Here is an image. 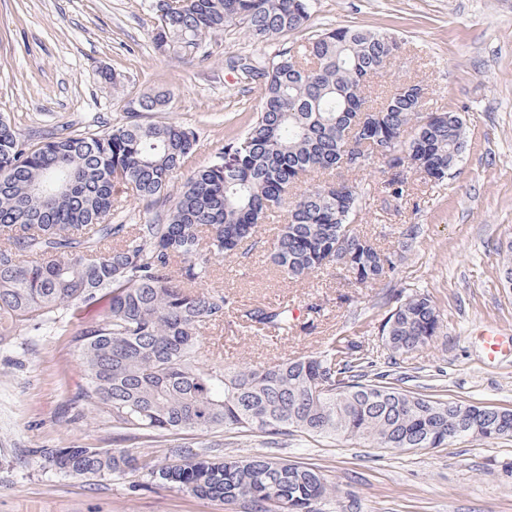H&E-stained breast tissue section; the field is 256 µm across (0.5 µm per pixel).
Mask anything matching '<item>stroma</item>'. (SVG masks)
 Instances as JSON below:
<instances>
[{
	"label": "stroma",
	"instance_id": "stroma-1",
	"mask_svg": "<svg viewBox=\"0 0 512 512\" xmlns=\"http://www.w3.org/2000/svg\"><path fill=\"white\" fill-rule=\"evenodd\" d=\"M305 28L356 26L389 33L400 58L371 87L386 94L406 80L422 84L430 110H452L466 123L469 146L448 179L408 173L396 200L368 196L359 229L396 268L379 284H356L328 268L289 280L269 254L275 233L259 230L245 258L217 264L212 288L246 307L289 303L297 327L285 338L242 329L207 330L225 363L316 355L355 342L377 372L404 389L466 404L512 410V352L488 358L485 333L512 334V288L499 278L501 250L512 241V0H312ZM156 0H0V115L23 137L65 134L120 121L127 99L172 95L169 119L195 128L194 170L242 131L260 105L257 84L224 65L244 53L274 54L238 27L204 39L203 53L169 57L150 39ZM117 77L116 97L102 71ZM431 297L440 313L427 346L390 366L379 331L397 299ZM82 384L79 353L68 337L21 334L0 349V512H247L244 504L201 500L183 491L133 487L132 476L85 479L46 467L42 447L97 446L112 430L100 419L69 421ZM320 470L335 492L319 512H512V437L468 438L445 448L398 451L357 441L297 437L276 451Z\"/></svg>",
	"mask_w": 512,
	"mask_h": 512
}]
</instances>
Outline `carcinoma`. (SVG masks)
<instances>
[{"instance_id":"carcinoma-1","label":"carcinoma","mask_w":512,"mask_h":512,"mask_svg":"<svg viewBox=\"0 0 512 512\" xmlns=\"http://www.w3.org/2000/svg\"><path fill=\"white\" fill-rule=\"evenodd\" d=\"M310 0H159L152 44L162 55H196L228 26L257 43L302 29ZM393 36L354 27L317 32L265 61L231 57L258 83L263 101L246 128L227 138L209 165L177 185L195 153L196 129L151 115L171 95L143 94L125 119L104 129L25 139L0 117V348L23 332L59 331L78 349L85 385L77 415L92 414L124 441L185 430L258 433L270 445L291 436L363 441L376 448H441L476 433L497 434L499 411L399 387L368 373L360 346L349 343L259 367L210 358L203 330L224 324L233 305L206 286L216 262L246 255L257 228L286 212L271 260L304 279L347 257L342 269L362 284L382 280L394 255L357 228L365 190L347 180L300 188L315 171L359 172L379 160L394 171L388 196L400 200L407 169L448 178L467 150L462 116L430 112L424 88L407 81L381 101L370 83L400 57ZM365 147L349 155V138ZM131 189L151 218L112 223L124 205L114 183ZM500 277L512 287V242ZM97 318L73 324L80 308ZM241 327L288 335L289 306L243 311ZM440 314L412 295L381 327L389 360L428 345ZM204 442L192 456L166 464L128 446L42 448L55 471L87 479L131 474L147 485L177 488L250 512H317L333 494L314 468L272 454L224 455Z\"/></svg>"}]
</instances>
